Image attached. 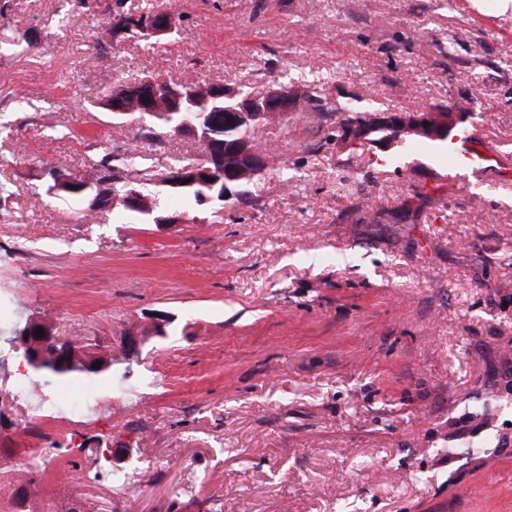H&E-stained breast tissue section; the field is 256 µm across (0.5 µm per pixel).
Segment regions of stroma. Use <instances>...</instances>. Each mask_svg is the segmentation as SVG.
<instances>
[{"label": "stroma", "mask_w": 512, "mask_h": 512, "mask_svg": "<svg viewBox=\"0 0 512 512\" xmlns=\"http://www.w3.org/2000/svg\"><path fill=\"white\" fill-rule=\"evenodd\" d=\"M109 2L0 0V512L48 451L29 512H512V188L446 144L336 151L312 112L261 130L269 166L219 224L90 216L45 174L94 178L137 141L129 180L199 162L102 107L153 71L445 105L512 154V0H154L176 34L101 51ZM43 318L111 374L21 391L11 331Z\"/></svg>", "instance_id": "1"}]
</instances>
